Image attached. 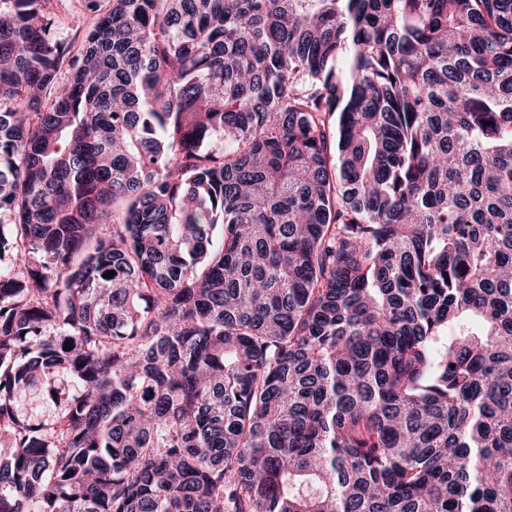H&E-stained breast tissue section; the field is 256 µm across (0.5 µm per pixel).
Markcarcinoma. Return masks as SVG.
<instances>
[{
  "mask_svg": "<svg viewBox=\"0 0 512 512\" xmlns=\"http://www.w3.org/2000/svg\"><path fill=\"white\" fill-rule=\"evenodd\" d=\"M60 2L0 0V512H512V0ZM94 14L88 12L83 0H64L57 11L55 28L61 39L73 44L76 52L85 34L94 25ZM20 410L36 422L52 416L56 410L47 396L46 385L35 386L20 403Z\"/></svg>",
  "mask_w": 512,
  "mask_h": 512,
  "instance_id": "carcinoma-1",
  "label": "carcinoma"
}]
</instances>
